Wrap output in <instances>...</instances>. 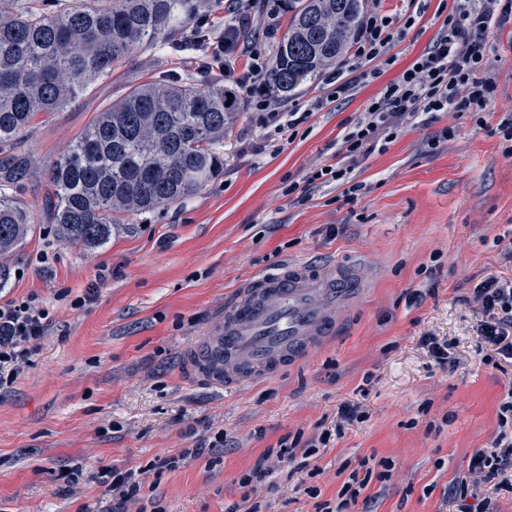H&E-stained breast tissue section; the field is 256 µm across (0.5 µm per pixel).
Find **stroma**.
I'll return each mask as SVG.
<instances>
[{"label": "stroma", "mask_w": 512, "mask_h": 512, "mask_svg": "<svg viewBox=\"0 0 512 512\" xmlns=\"http://www.w3.org/2000/svg\"><path fill=\"white\" fill-rule=\"evenodd\" d=\"M421 6L384 80L428 47L452 0ZM488 41L495 87L485 127L451 112L405 128L356 169L366 190L352 206L332 184L304 199L288 186L331 159L376 82L313 113L293 136L260 125L242 103L220 175L181 203L128 216L93 250L40 222L49 165L128 88L163 73L198 77L201 52L191 34L172 36L36 119L23 201L38 220L0 257L11 272L0 306L35 297L51 326L29 367L0 390V512H112L97 479L112 467L142 484L125 512H247L253 501L261 512H316L360 461L383 459L394 461L392 477L370 479L350 512H452L448 490L490 447L512 389V365H493L475 331L480 314L464 300L483 278L512 277V158L495 132L512 106V22ZM445 126L454 137L429 148ZM337 260L360 265L369 289L309 357L227 389L180 378L186 346L250 279ZM425 336L449 345L452 368L437 365ZM345 403L361 420L340 417ZM219 435L223 448L209 453ZM196 446L203 455L175 470L148 467ZM280 446L294 458L267 456ZM260 461L269 476L251 495L240 481Z\"/></svg>", "instance_id": "1"}]
</instances>
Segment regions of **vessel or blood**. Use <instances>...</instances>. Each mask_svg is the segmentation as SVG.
Masks as SVG:
<instances>
[{
  "label": "vessel or blood",
  "mask_w": 512,
  "mask_h": 512,
  "mask_svg": "<svg viewBox=\"0 0 512 512\" xmlns=\"http://www.w3.org/2000/svg\"><path fill=\"white\" fill-rule=\"evenodd\" d=\"M359 266L298 262L241 289L188 347L182 376L215 388L265 380L299 360L365 288Z\"/></svg>",
  "instance_id": "obj_1"
}]
</instances>
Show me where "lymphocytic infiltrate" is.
Returning <instances> with one entry per match:
<instances>
[{
	"label": "lymphocytic infiltrate",
	"mask_w": 512,
	"mask_h": 512,
	"mask_svg": "<svg viewBox=\"0 0 512 512\" xmlns=\"http://www.w3.org/2000/svg\"><path fill=\"white\" fill-rule=\"evenodd\" d=\"M512 20V0H454L439 35L406 67L399 76L382 85L367 107L344 132L334 163L310 171L301 183L289 185V192L308 195L327 183L340 187L344 204H356L365 188L353 175L359 164L384 151L405 128L428 124L448 112L471 113L476 124H484V112L494 89L488 60L492 47L487 32ZM413 18L404 26L393 27L390 17L380 11H368L353 38V56L362 71L358 78H346L336 71L327 96L310 101L304 112L281 116L273 104L271 91L261 83L266 61L251 51V63L245 75L224 63V31L212 30L208 59L203 70L219 73L251 99L256 111L266 113L268 122L287 119L289 129L298 128L309 115L346 97L357 82H372L381 76V60L406 35ZM482 317L476 327L478 336L497 355L512 361V280L490 277L477 284L469 297ZM50 324L47 309L35 298L0 306V388L11 385L28 366L36 343ZM499 433L491 446L476 451L469 461L470 480L461 481L448 492L456 512H494L493 498L512 494V391L499 407Z\"/></svg>",
	"instance_id": "lymphocytic-infiltrate-1"
}]
</instances>
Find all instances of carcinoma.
Returning a JSON list of instances; mask_svg holds the SVG:
<instances>
[{"instance_id":"1","label":"carcinoma","mask_w":512,"mask_h":512,"mask_svg":"<svg viewBox=\"0 0 512 512\" xmlns=\"http://www.w3.org/2000/svg\"><path fill=\"white\" fill-rule=\"evenodd\" d=\"M61 0H0V256L25 238L34 217L21 202L32 177L26 137L34 120L73 104L112 65L191 21V0H112L61 9ZM288 30L262 77L290 99L342 63L363 0H285ZM240 105L214 82L164 76L100 112L48 170L44 220L61 239L105 245L118 215L180 203L224 170V135Z\"/></svg>"}]
</instances>
